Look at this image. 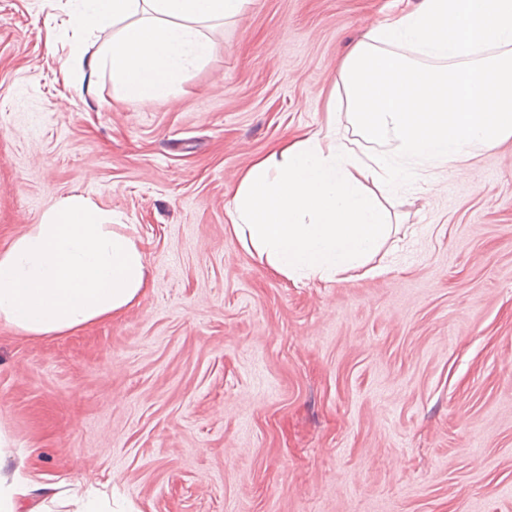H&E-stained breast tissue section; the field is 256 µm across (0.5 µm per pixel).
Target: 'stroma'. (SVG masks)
Segmentation results:
<instances>
[{
  "label": "stroma",
  "instance_id": "1",
  "mask_svg": "<svg viewBox=\"0 0 512 512\" xmlns=\"http://www.w3.org/2000/svg\"><path fill=\"white\" fill-rule=\"evenodd\" d=\"M68 0H0V250L62 196L148 266L123 313L0 323L9 467L134 512H512V140L398 187L377 255L293 282L227 216L241 173L326 124L339 62L394 0H252L170 97L64 76Z\"/></svg>",
  "mask_w": 512,
  "mask_h": 512
}]
</instances>
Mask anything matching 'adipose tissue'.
<instances>
[{"label": "adipose tissue", "instance_id": "adipose-tissue-1", "mask_svg": "<svg viewBox=\"0 0 512 512\" xmlns=\"http://www.w3.org/2000/svg\"><path fill=\"white\" fill-rule=\"evenodd\" d=\"M250 2L75 0L70 24L106 36L89 69L110 68L146 106L207 55L197 23ZM341 79L326 130L256 159L229 211L237 240L292 281L362 266L392 224L381 192L512 139V0H420L365 32ZM146 273L135 237L90 198L65 195L0 252V322L28 336L66 333L130 306Z\"/></svg>", "mask_w": 512, "mask_h": 512}]
</instances>
